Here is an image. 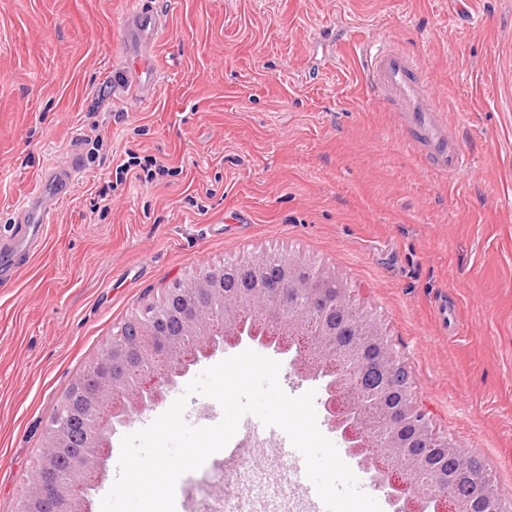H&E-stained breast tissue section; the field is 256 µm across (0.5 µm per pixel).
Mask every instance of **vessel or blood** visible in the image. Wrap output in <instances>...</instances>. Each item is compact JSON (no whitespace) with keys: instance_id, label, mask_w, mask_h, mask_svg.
I'll return each instance as SVG.
<instances>
[{"instance_id":"vessel-or-blood-1","label":"vessel or blood","mask_w":512,"mask_h":512,"mask_svg":"<svg viewBox=\"0 0 512 512\" xmlns=\"http://www.w3.org/2000/svg\"><path fill=\"white\" fill-rule=\"evenodd\" d=\"M161 20L153 8L138 5L127 21L132 40L149 38L158 32ZM139 97H147L158 85L161 71L148 54L131 52L124 60ZM363 76L372 95L393 112L405 140L413 146L427 167L440 175L453 177L469 164V157L448 124L444 107L432 92L423 60L400 44L383 40L366 51ZM83 172L78 150H71L65 162L54 165L42 186L21 204L16 235L28 243L40 240L59 199ZM26 257L16 246L0 241V278L11 279L22 268Z\"/></svg>"}]
</instances>
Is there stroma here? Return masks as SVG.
Masks as SVG:
<instances>
[{
  "label": "stroma",
  "mask_w": 512,
  "mask_h": 512,
  "mask_svg": "<svg viewBox=\"0 0 512 512\" xmlns=\"http://www.w3.org/2000/svg\"><path fill=\"white\" fill-rule=\"evenodd\" d=\"M152 2L161 80L142 100L118 65L131 0H0V234L74 144L103 141L41 250L0 284V512H15L55 404L134 309L267 252L346 283L433 428L512 499V0ZM381 39L426 60L471 156L456 179L368 96L360 52ZM131 155L170 173L100 202ZM266 434L240 512H311L304 458Z\"/></svg>",
  "instance_id": "1"
}]
</instances>
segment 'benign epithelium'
<instances>
[{
  "label": "benign epithelium",
  "mask_w": 512,
  "mask_h": 512,
  "mask_svg": "<svg viewBox=\"0 0 512 512\" xmlns=\"http://www.w3.org/2000/svg\"><path fill=\"white\" fill-rule=\"evenodd\" d=\"M223 269L196 272L162 290L155 298L133 312L139 332L128 337L122 330L112 332L104 349L92 356L89 366L97 372L95 400L100 408H89L82 451L61 473L55 485L56 512H90L94 473L106 471L109 435L142 411L161 404L164 390L188 371V360L197 354L217 350L220 345L236 347L247 339L260 345L278 344L282 353L295 351L290 366L298 375L320 380L333 377L324 385L323 402L328 423L340 433L344 447L360 457L358 464L379 490L393 512H467V504L448 497L437 480L424 477L423 460L400 448L392 428L405 423L420 436L431 434L429 420L421 409L411 405L390 411L376 408V418L361 412L357 384L352 371L360 366L363 347L341 348L339 340L327 331L314 336L301 335L303 318L318 317L327 308L325 284L334 276L323 273L306 282H271V301L261 292L229 296L219 287ZM186 303L179 336L160 331V303L166 300ZM354 322L370 332L380 348L382 367L395 372L401 363L379 326L371 319L354 316ZM135 353L137 366H123L128 351ZM75 415V402L69 393L57 401L44 429L41 467L70 447L68 424ZM43 495L40 474L30 475L26 495L17 512H34Z\"/></svg>",
  "instance_id": "obj_1"
}]
</instances>
